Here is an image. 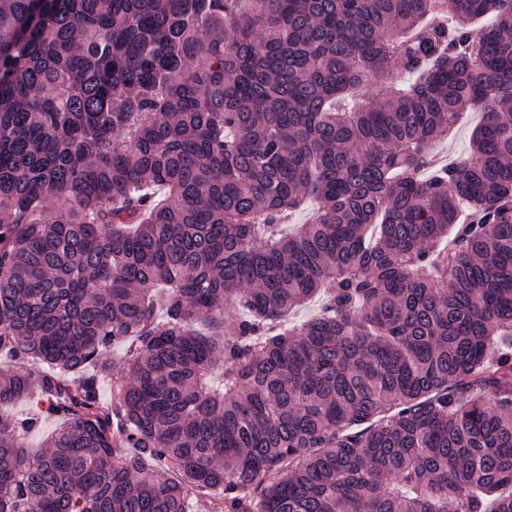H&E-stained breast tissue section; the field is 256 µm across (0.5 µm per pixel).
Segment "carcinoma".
I'll use <instances>...</instances> for the list:
<instances>
[{"mask_svg":"<svg viewBox=\"0 0 512 512\" xmlns=\"http://www.w3.org/2000/svg\"><path fill=\"white\" fill-rule=\"evenodd\" d=\"M0 358V512H512V0H0ZM482 120L480 112H470L465 122L448 134V140L436 144L434 153L443 164L454 163L464 156L471 134Z\"/></svg>","mask_w":512,"mask_h":512,"instance_id":"obj_1","label":"carcinoma"}]
</instances>
